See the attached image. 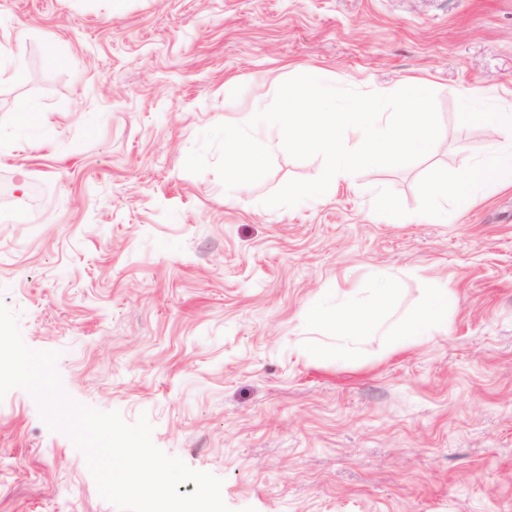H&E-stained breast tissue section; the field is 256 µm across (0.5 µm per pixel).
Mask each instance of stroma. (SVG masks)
I'll use <instances>...</instances> for the list:
<instances>
[{"label":"stroma","mask_w":512,"mask_h":512,"mask_svg":"<svg viewBox=\"0 0 512 512\" xmlns=\"http://www.w3.org/2000/svg\"><path fill=\"white\" fill-rule=\"evenodd\" d=\"M0 42L24 45L0 79V208L39 217L0 223V301L29 348L59 352L74 401L147 414L231 512H512V188L445 217L427 196L490 139L464 94L512 111V0H0ZM310 66L362 92L426 80L437 143L293 208L262 201L323 160L291 158L279 129L257 134L273 166L256 184L185 170L201 133ZM436 287L447 328L394 347ZM378 288L389 307L352 339L311 312ZM0 512H116L18 388Z\"/></svg>","instance_id":"stroma-1"}]
</instances>
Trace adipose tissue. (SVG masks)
Returning <instances> with one entry per match:
<instances>
[{
    "mask_svg": "<svg viewBox=\"0 0 512 512\" xmlns=\"http://www.w3.org/2000/svg\"><path fill=\"white\" fill-rule=\"evenodd\" d=\"M481 120L491 135L487 152L480 160L465 164L449 175L448 179L432 180L428 194L434 211L451 208L464 212L474 205L476 193L481 188L512 187V139L501 137L502 132H512V112L488 111L482 113ZM389 303V295L375 294L365 306L349 303L337 309L329 316L334 335L339 338L357 336L363 323ZM453 306L454 297L450 290L428 289L421 309L396 328L392 336L394 343L400 346L415 343L446 327Z\"/></svg>",
    "mask_w": 512,
    "mask_h": 512,
    "instance_id": "ef3b65f1",
    "label": "adipose tissue"
}]
</instances>
